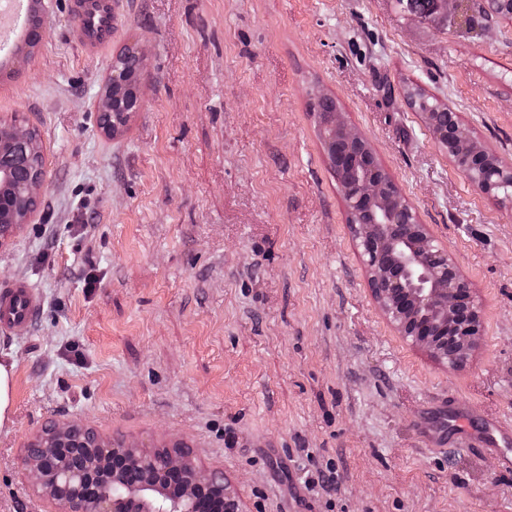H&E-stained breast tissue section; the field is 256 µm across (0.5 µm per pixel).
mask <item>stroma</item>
I'll use <instances>...</instances> for the list:
<instances>
[{"label": "stroma", "mask_w": 512, "mask_h": 512, "mask_svg": "<svg viewBox=\"0 0 512 512\" xmlns=\"http://www.w3.org/2000/svg\"><path fill=\"white\" fill-rule=\"evenodd\" d=\"M32 55L0 64V120L24 118L46 170L0 246V282L36 288L0 429V512H49L20 464L48 420L148 451L183 441L243 512H512V471L424 434L440 406L512 424V199L455 166L418 89L512 164V17L484 0H123L86 57L64 0ZM142 46L143 106L111 138L113 59ZM333 97L482 305L458 370L404 340L371 296L318 137Z\"/></svg>", "instance_id": "stroma-1"}]
</instances>
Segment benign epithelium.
<instances>
[{
	"instance_id": "7a95c632",
	"label": "benign epithelium",
	"mask_w": 512,
	"mask_h": 512,
	"mask_svg": "<svg viewBox=\"0 0 512 512\" xmlns=\"http://www.w3.org/2000/svg\"><path fill=\"white\" fill-rule=\"evenodd\" d=\"M438 126L435 135L443 145L464 132L450 111L440 113ZM11 135L13 154L0 155V170L21 166L27 156L31 130L17 124ZM363 141L336 113V145L353 149ZM469 149L465 174L481 191L512 186V165L495 158L488 166L481 160L483 147L472 141ZM44 181L43 175L21 181L15 194L37 200ZM343 181L350 227L385 317L403 339L436 361L463 366L482 327V307L470 283L401 195L392 192L393 182L378 162L347 167ZM76 432L91 428L75 421L56 423L30 442L22 457L35 491L54 505L53 512H203V506L216 502L221 512H242L224 475L198 468L192 452L178 443L145 454L124 444L108 448L93 436L76 441L75 447H85L76 460L59 462Z\"/></svg>"
}]
</instances>
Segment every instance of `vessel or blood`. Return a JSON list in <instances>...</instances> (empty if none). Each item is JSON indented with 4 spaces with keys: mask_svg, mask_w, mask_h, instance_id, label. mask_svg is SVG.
<instances>
[{
    "mask_svg": "<svg viewBox=\"0 0 512 512\" xmlns=\"http://www.w3.org/2000/svg\"><path fill=\"white\" fill-rule=\"evenodd\" d=\"M67 10L78 20L73 31L78 46L92 56L104 53L112 40L115 0H69ZM40 309L41 296L31 285L0 284V334H27Z\"/></svg>",
    "mask_w": 512,
    "mask_h": 512,
    "instance_id": "b4317fda",
    "label": "vessel or blood"
}]
</instances>
